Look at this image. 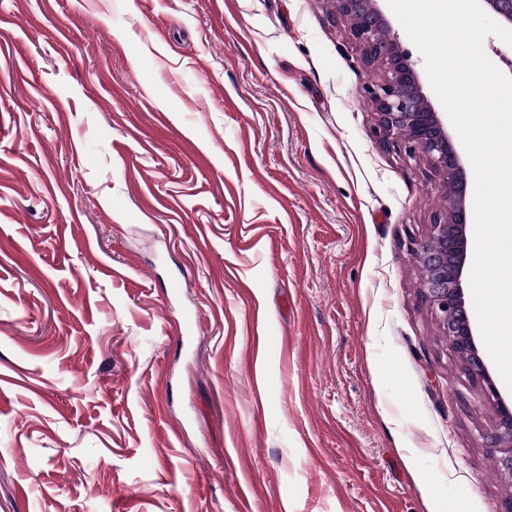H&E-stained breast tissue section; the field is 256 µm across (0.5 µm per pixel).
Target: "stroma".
Listing matches in <instances>:
<instances>
[{
    "label": "stroma",
    "instance_id": "obj_1",
    "mask_svg": "<svg viewBox=\"0 0 512 512\" xmlns=\"http://www.w3.org/2000/svg\"><path fill=\"white\" fill-rule=\"evenodd\" d=\"M0 19V512H512L332 0Z\"/></svg>",
    "mask_w": 512,
    "mask_h": 512
}]
</instances>
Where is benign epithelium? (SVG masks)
Instances as JSON below:
<instances>
[{"mask_svg": "<svg viewBox=\"0 0 512 512\" xmlns=\"http://www.w3.org/2000/svg\"><path fill=\"white\" fill-rule=\"evenodd\" d=\"M379 0H334L336 13L351 21V36L362 50L365 66L378 65L384 74L363 86L378 115L375 132L387 144L402 145L413 157L424 155L435 173L453 188L448 212L434 218L427 238L416 250L425 272L423 290L444 333L468 370L480 377L497 409L498 424L491 436L497 466L512 476V406L501 400L480 356L465 306L464 270L467 260V180L461 157L439 112L423 92L410 55L378 5ZM498 23L512 29V0H479Z\"/></svg>", "mask_w": 512, "mask_h": 512, "instance_id": "7a95c632", "label": "benign epithelium"}]
</instances>
